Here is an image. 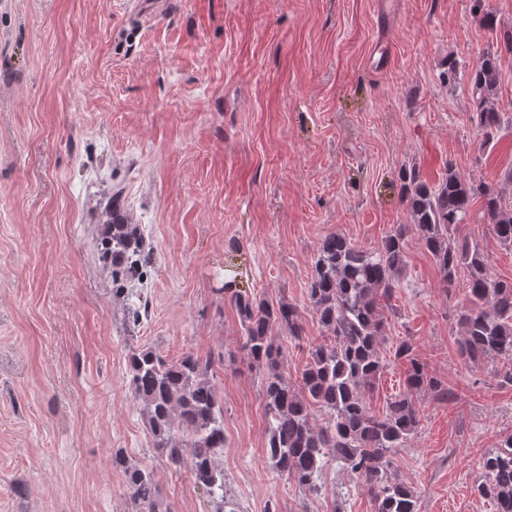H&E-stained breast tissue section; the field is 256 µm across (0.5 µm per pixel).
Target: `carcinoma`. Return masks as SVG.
Masks as SVG:
<instances>
[{"mask_svg": "<svg viewBox=\"0 0 512 512\" xmlns=\"http://www.w3.org/2000/svg\"><path fill=\"white\" fill-rule=\"evenodd\" d=\"M498 56L488 53L468 77L472 119L489 135L501 127L496 104ZM411 225L400 224L381 247L366 251L345 236L326 234L317 249L307 289L309 307L327 331L312 346L295 390L281 371L285 351L275 341L276 329L301 337V313L289 302H258L235 295L244 331L242 349L261 374L264 413L268 424L264 462L278 476L318 493L325 468L338 465L359 478L374 502L375 512H417V497L393 469V454L416 433L420 410L410 393L429 390L438 400L451 392L412 357V344L401 338L394 357L408 360L407 392L389 399L384 412L369 410L365 395L384 368L381 344L386 323L383 303L399 288L406 265L408 228L417 232L444 285L458 270H468L466 305L457 322L462 329L461 356L473 363H509L502 382L512 384V281L496 279L478 244L454 240L449 230L465 222L474 200L483 201L496 239L512 246V204L494 187L467 182L448 166L435 186L420 180L416 169L404 175ZM107 231L100 253L112 267V278L128 288L127 314L136 324L148 312V301L131 289L147 275L150 255L142 225L119 206L106 212ZM211 360L193 353L169 361L142 350L130 358V390L154 437V447L167 461L184 466L202 487L214 512H237L224 489V408L208 378ZM320 413L322 423L314 422ZM127 486L138 512H171L161 498L154 470L122 460ZM474 490L494 504L495 512H512V434L482 460Z\"/></svg>", "mask_w": 512, "mask_h": 512, "instance_id": "1", "label": "carcinoma"}]
</instances>
